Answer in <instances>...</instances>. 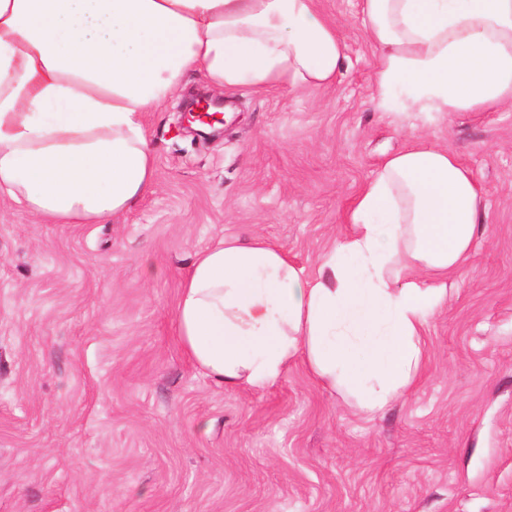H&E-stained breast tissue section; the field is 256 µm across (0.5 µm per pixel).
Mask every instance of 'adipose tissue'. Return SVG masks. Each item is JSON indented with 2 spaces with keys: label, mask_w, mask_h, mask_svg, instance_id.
Returning <instances> with one entry per match:
<instances>
[{
  "label": "adipose tissue",
  "mask_w": 512,
  "mask_h": 512,
  "mask_svg": "<svg viewBox=\"0 0 512 512\" xmlns=\"http://www.w3.org/2000/svg\"><path fill=\"white\" fill-rule=\"evenodd\" d=\"M386 112L512 104V0H360ZM346 57L317 0H0V193L40 224H100L154 183L141 121L196 72L219 89L333 84ZM483 211L470 173L418 140L352 201L308 269L264 238L224 237L184 275L176 333L228 388L295 362L375 415L406 397L448 278Z\"/></svg>",
  "instance_id": "1"
}]
</instances>
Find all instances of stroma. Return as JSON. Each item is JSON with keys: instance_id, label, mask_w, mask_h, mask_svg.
Segmentation results:
<instances>
[{"instance_id": "obj_1", "label": "stroma", "mask_w": 512, "mask_h": 512, "mask_svg": "<svg viewBox=\"0 0 512 512\" xmlns=\"http://www.w3.org/2000/svg\"><path fill=\"white\" fill-rule=\"evenodd\" d=\"M334 84L224 91L210 139L143 115L156 179L106 224H39L0 196V512H512V107L381 111L358 0H318ZM417 136L468 168L473 256L430 324L412 393L368 417L302 364L227 389L174 331L196 252L259 235L313 268L385 156Z\"/></svg>"}]
</instances>
